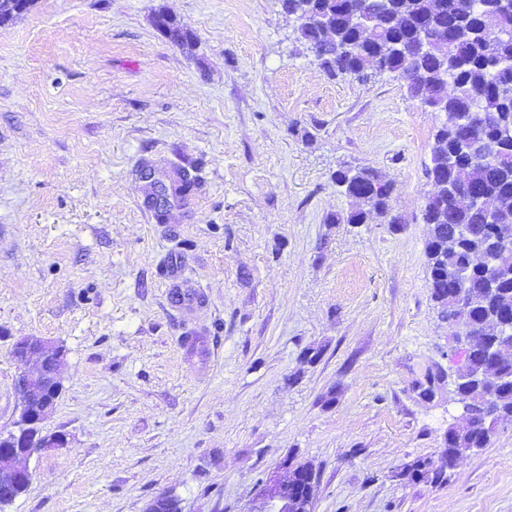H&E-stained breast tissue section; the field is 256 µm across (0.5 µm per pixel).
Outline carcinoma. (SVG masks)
<instances>
[{"label": "carcinoma", "instance_id": "1", "mask_svg": "<svg viewBox=\"0 0 512 512\" xmlns=\"http://www.w3.org/2000/svg\"><path fill=\"white\" fill-rule=\"evenodd\" d=\"M360 1L378 7L376 0H313L341 22ZM389 2L382 27L371 38L344 25L336 39L324 40L315 24L302 18L296 40L310 48L328 75L351 76L370 68L376 58L389 72L397 73L405 68V61L388 53L390 43H415L426 34L441 35L432 51L421 58L423 77L405 83L410 97L423 104L443 102L457 114L436 133L426 175L448 186L459 183L509 202L508 212L494 220L481 210L452 203L440 210L430 200L423 211L424 223L431 226L425 245L431 297L445 316L449 308L461 303L467 321L479 333L455 372L456 393L467 402L472 429L463 433L450 428L445 437L444 453L460 458L489 442L490 429L481 417L486 396L494 397L502 416L512 418V360L501 364L497 381L479 386L472 380L488 364L487 353L497 341L498 326L512 324V239L500 245L493 282H488L483 269L469 267L473 249L499 237V225H512V0ZM467 112L485 115L488 123L465 121ZM484 136L498 146L494 157L479 160L462 151L463 145ZM336 185L349 196H364L361 207L347 215V223L364 224L372 213L384 224L398 223L390 206L393 186L380 180L374 170L341 169L336 172ZM194 186L195 179L181 171L170 190L174 196L185 197Z\"/></svg>", "mask_w": 512, "mask_h": 512}]
</instances>
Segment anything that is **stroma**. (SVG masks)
<instances>
[{"mask_svg":"<svg viewBox=\"0 0 512 512\" xmlns=\"http://www.w3.org/2000/svg\"><path fill=\"white\" fill-rule=\"evenodd\" d=\"M297 25L280 0H35L0 25V433L11 344L37 335L66 350L43 431L68 438L5 512L166 491L246 512L287 456L317 475L313 512H512L511 421L447 481L409 474L464 423L425 254L442 115L394 73L327 77ZM348 167L393 183L400 223H333ZM180 170L196 186L158 222L145 199Z\"/></svg>","mask_w":512,"mask_h":512,"instance_id":"obj_1","label":"stroma"}]
</instances>
